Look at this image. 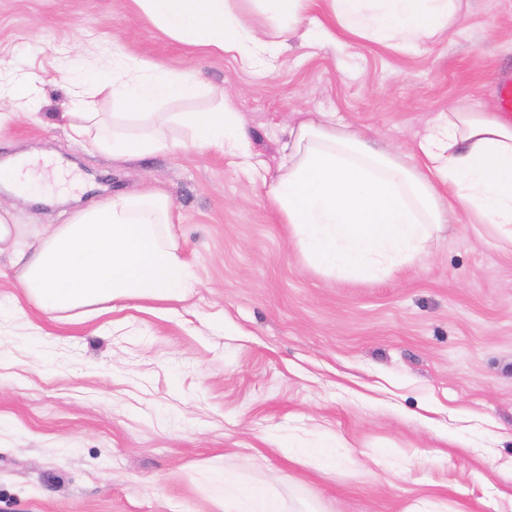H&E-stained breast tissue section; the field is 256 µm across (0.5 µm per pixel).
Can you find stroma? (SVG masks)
I'll return each instance as SVG.
<instances>
[{
    "mask_svg": "<svg viewBox=\"0 0 512 512\" xmlns=\"http://www.w3.org/2000/svg\"><path fill=\"white\" fill-rule=\"evenodd\" d=\"M123 46L194 71L203 112L231 101L253 167L179 145L115 161L61 119L73 70ZM47 78L37 113L0 126V152H38L39 197L0 186L19 223L164 190L198 280L184 302L51 318L0 276V512H219L208 476L275 495L282 512H512V246L465 214L389 276L313 267L264 177L288 130L332 122L414 162L455 105L496 109L512 77V0H470L466 24L420 52L292 39L276 66L194 51L132 0H0V78Z\"/></svg>",
    "mask_w": 512,
    "mask_h": 512,
    "instance_id": "obj_1",
    "label": "stroma"
}]
</instances>
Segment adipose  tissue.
<instances>
[{"label": "adipose tissue", "mask_w": 512, "mask_h": 512, "mask_svg": "<svg viewBox=\"0 0 512 512\" xmlns=\"http://www.w3.org/2000/svg\"><path fill=\"white\" fill-rule=\"evenodd\" d=\"M134 2L170 38L250 67L275 58L297 35L316 46L345 34L418 52L469 13V0H260L270 25L256 30L243 23L236 0ZM102 66L106 81L73 79L70 138L123 161L175 149L158 110L203 93L195 74L125 53ZM40 81L26 72L0 85V123L36 112ZM107 100L118 110L104 117L98 107ZM170 121L197 149L248 156V135L231 103L176 112ZM419 150V165L410 166L355 132L302 121L288 132L287 159L267 196L311 265L343 277L389 275L424 251L452 210L496 227L512 244V120L458 105L436 118ZM173 222L171 199L154 188L93 204L33 235L0 203V257L43 315L101 303L180 301L195 282L172 244ZM209 482L222 512H281L262 489L244 490L219 472Z\"/></svg>", "instance_id": "1"}]
</instances>
